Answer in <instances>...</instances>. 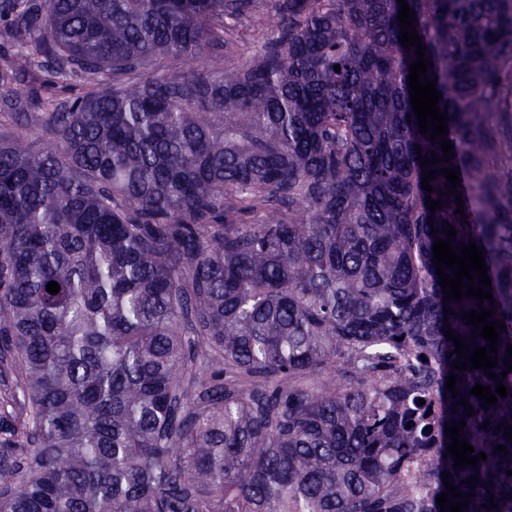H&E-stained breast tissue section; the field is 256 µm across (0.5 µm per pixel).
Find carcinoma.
I'll return each mask as SVG.
<instances>
[{
    "label": "carcinoma",
    "instance_id": "cac0c4a2",
    "mask_svg": "<svg viewBox=\"0 0 512 512\" xmlns=\"http://www.w3.org/2000/svg\"><path fill=\"white\" fill-rule=\"evenodd\" d=\"M407 3L448 163L419 133L396 0H281L252 63L134 83L160 54L224 46L245 0H9L0 99L49 143L0 137V342L38 445L0 512H440L446 472L474 493L464 512H512V372L481 408L470 390L497 381L453 369L445 338L486 346L463 319L483 303L507 326L505 371L512 0ZM35 68L41 95L18 84ZM449 223L485 252L495 303L443 300ZM213 354L224 369L201 384ZM338 360L344 382L304 387ZM462 419L487 459L457 470L445 424Z\"/></svg>",
    "mask_w": 512,
    "mask_h": 512
}]
</instances>
